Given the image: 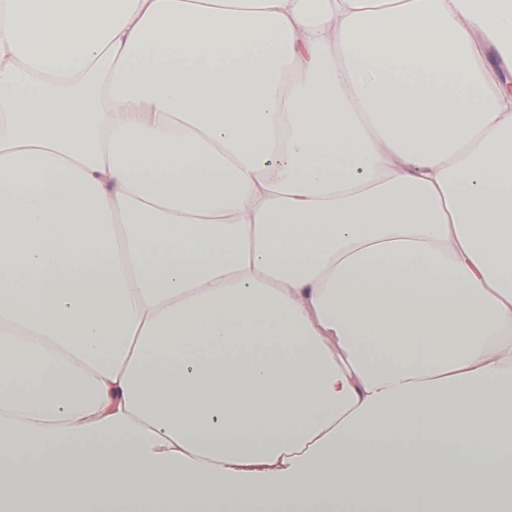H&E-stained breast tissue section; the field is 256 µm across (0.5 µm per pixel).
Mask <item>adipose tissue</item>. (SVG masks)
Instances as JSON below:
<instances>
[{
  "mask_svg": "<svg viewBox=\"0 0 512 512\" xmlns=\"http://www.w3.org/2000/svg\"><path fill=\"white\" fill-rule=\"evenodd\" d=\"M490 50L512 0H0V512H512Z\"/></svg>",
  "mask_w": 512,
  "mask_h": 512,
  "instance_id": "ef3b65f1",
  "label": "adipose tissue"
}]
</instances>
